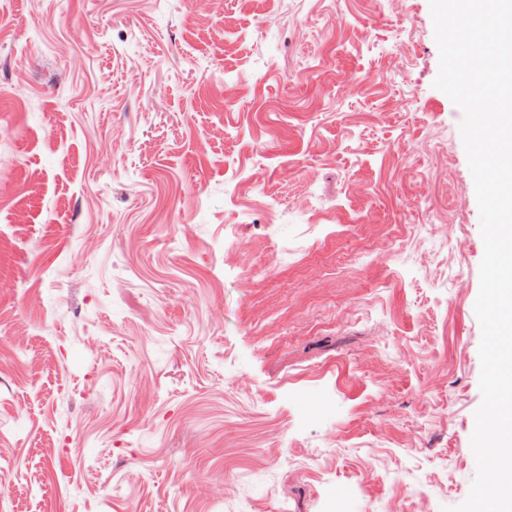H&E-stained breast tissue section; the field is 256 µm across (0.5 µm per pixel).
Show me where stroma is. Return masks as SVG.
Wrapping results in <instances>:
<instances>
[{"label":"stroma","instance_id":"obj_1","mask_svg":"<svg viewBox=\"0 0 512 512\" xmlns=\"http://www.w3.org/2000/svg\"><path fill=\"white\" fill-rule=\"evenodd\" d=\"M1 14L0 512L462 504L484 243L429 0Z\"/></svg>","mask_w":512,"mask_h":512}]
</instances>
